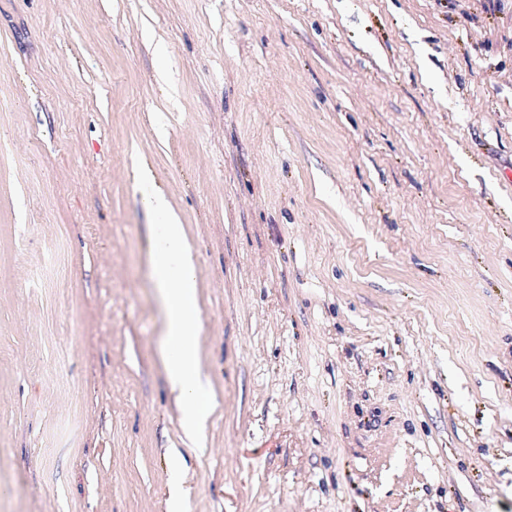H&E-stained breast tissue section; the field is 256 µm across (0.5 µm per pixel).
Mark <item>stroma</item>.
Instances as JSON below:
<instances>
[{"label": "stroma", "mask_w": 512, "mask_h": 512, "mask_svg": "<svg viewBox=\"0 0 512 512\" xmlns=\"http://www.w3.org/2000/svg\"><path fill=\"white\" fill-rule=\"evenodd\" d=\"M174 469L184 512H512V0H0V512H169ZM143 204L154 221L148 262L167 318L160 355L169 383L183 403L188 431H199L210 405L198 358L201 332L196 301L198 269L183 224L170 208L165 194L151 189L143 197Z\"/></svg>", "instance_id": "obj_1"}]
</instances>
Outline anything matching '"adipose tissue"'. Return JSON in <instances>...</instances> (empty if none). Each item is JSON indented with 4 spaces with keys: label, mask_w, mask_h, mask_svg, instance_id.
<instances>
[{
    "label": "adipose tissue",
    "mask_w": 512,
    "mask_h": 512,
    "mask_svg": "<svg viewBox=\"0 0 512 512\" xmlns=\"http://www.w3.org/2000/svg\"><path fill=\"white\" fill-rule=\"evenodd\" d=\"M143 204L154 224L148 262L158 297L166 311L160 355L169 383L184 406L188 431L200 430L209 413L207 383L199 364L201 319L196 294L198 269L184 227L165 194L148 191Z\"/></svg>",
    "instance_id": "ef3b65f1"
}]
</instances>
